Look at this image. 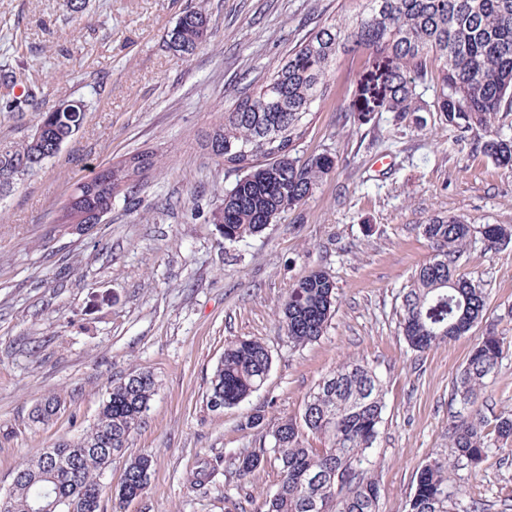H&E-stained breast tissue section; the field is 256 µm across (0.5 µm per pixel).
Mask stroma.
<instances>
[{
    "instance_id": "1",
    "label": "stroma",
    "mask_w": 512,
    "mask_h": 512,
    "mask_svg": "<svg viewBox=\"0 0 512 512\" xmlns=\"http://www.w3.org/2000/svg\"><path fill=\"white\" fill-rule=\"evenodd\" d=\"M343 0H0V150L21 143L43 112L85 103V119L59 153L0 195V495L21 464L96 421L110 383L148 372L155 395L103 480L120 488L131 459L153 458L142 496L102 499L100 512H263L279 467L264 459L240 476V457L270 447L318 381L348 359L376 370L384 412L374 470L378 512H403L417 471L451 458L448 424L460 411L453 382L477 339L492 332L503 358L479 407L512 414V244L487 250L473 236L458 275L488 294L467 334L425 353L399 329L402 290L436 250L423 233L437 216L475 227L512 225V173L460 140L436 112L395 117L381 103L386 64L360 50L340 57L330 92L297 147L336 166L306 203L261 233L226 241L214 214L236 175L206 147L244 87L318 27L342 20ZM210 18L206 40L174 51L169 33L186 11ZM16 74L35 100L10 108ZM136 152L158 162L117 196L102 223L77 233L56 216L76 184ZM336 284L323 335L289 342L288 292L310 272ZM262 342L272 354L263 385L239 405L206 406L225 346ZM60 408L36 423L45 396ZM261 422L245 427L246 418ZM216 464L210 482L187 478ZM460 505L512 512V456L482 470L455 463Z\"/></svg>"
}]
</instances>
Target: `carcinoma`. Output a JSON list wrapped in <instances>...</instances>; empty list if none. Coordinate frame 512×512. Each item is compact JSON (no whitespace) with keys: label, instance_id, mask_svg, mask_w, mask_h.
Listing matches in <instances>:
<instances>
[{"label":"carcinoma","instance_id":"cac0c4a2","mask_svg":"<svg viewBox=\"0 0 512 512\" xmlns=\"http://www.w3.org/2000/svg\"><path fill=\"white\" fill-rule=\"evenodd\" d=\"M347 18L312 32L288 52L260 86L245 90L224 123L209 136L207 148L222 153L224 166L239 173L224 191L215 213L224 240L236 241L262 232L283 213L306 203L314 187L335 167L329 153L306 161L293 155L308 129V116L327 93L342 54L357 48L387 61L382 73L384 106L404 117L421 112V94L429 66L441 71L434 108L460 137L473 135L476 147L494 163L512 171V138L493 131L497 114L512 112V0H347ZM209 18L188 11L170 33V47L190 54L205 41ZM72 111L56 108L42 114L43 135L28 137L0 152V192L31 176L58 153L81 127L85 104ZM124 162L107 168L98 193L83 201L89 212L128 180ZM458 216L436 217L424 235L436 245L434 258L421 265L403 289L399 327L408 346L425 352L467 334L483 317L488 296L473 281L456 274L457 262L476 232ZM485 246L512 242V226L485 224L478 230ZM336 302L335 283L314 271L293 288L282 307L288 341L303 345L323 334ZM499 336L482 337L456 378L455 395L469 409L448 427L456 456L482 466L492 450L512 438V416L495 424L474 409L503 356ZM272 356L261 342L242 339L224 348L210 378L206 405L230 407L245 401L264 383ZM155 382L134 371L106 390L96 422L76 439H61L53 455L41 451L16 472L0 496V512H99L109 495L103 475L113 452L128 438L150 408ZM58 400L48 396L32 412L35 422L49 420ZM383 385L376 371L348 360L324 375L302 413L284 419L273 431V445L239 460L246 475L265 455L280 465L274 494L265 512H377L379 482L373 474V449L383 423ZM316 439L315 447L310 439ZM152 458L130 461L119 498L141 496L149 482ZM451 466L433 459L420 468L405 512H456L449 490ZM317 507H312V504Z\"/></svg>","mask_w":512,"mask_h":512}]
</instances>
